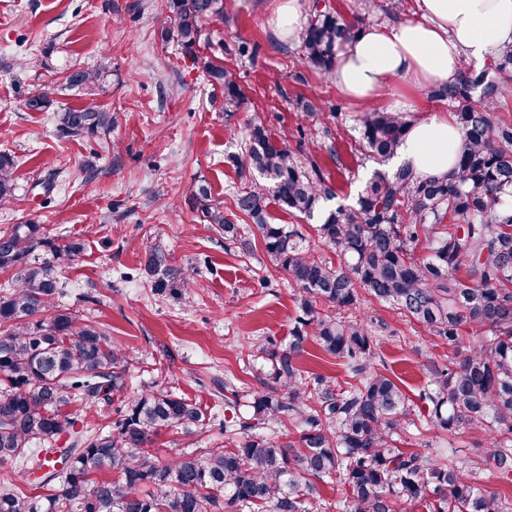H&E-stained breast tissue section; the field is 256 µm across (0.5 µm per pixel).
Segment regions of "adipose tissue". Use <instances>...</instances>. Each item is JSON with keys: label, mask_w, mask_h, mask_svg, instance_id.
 Instances as JSON below:
<instances>
[{"label": "adipose tissue", "mask_w": 512, "mask_h": 512, "mask_svg": "<svg viewBox=\"0 0 512 512\" xmlns=\"http://www.w3.org/2000/svg\"><path fill=\"white\" fill-rule=\"evenodd\" d=\"M419 14L367 27L340 50L332 78L362 104L381 98L401 80L414 90L455 83L464 61H481L512 44V0H417ZM460 131L453 116L413 123L394 158L421 175L457 168Z\"/></svg>", "instance_id": "adipose-tissue-1"}]
</instances>
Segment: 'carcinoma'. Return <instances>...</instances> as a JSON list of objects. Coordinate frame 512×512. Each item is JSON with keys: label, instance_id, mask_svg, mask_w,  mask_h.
Here are the masks:
<instances>
[{"label": "carcinoma", "instance_id": "obj_1", "mask_svg": "<svg viewBox=\"0 0 512 512\" xmlns=\"http://www.w3.org/2000/svg\"><path fill=\"white\" fill-rule=\"evenodd\" d=\"M169 38L199 63L203 23L224 20V0H167ZM358 20L314 9L301 36L304 62L328 73L338 50L352 41ZM211 85L224 107L245 103L221 61L207 59ZM66 86L91 96L109 75L72 65ZM512 95V45L489 64L468 69L432 97L453 104L461 130L458 170L420 176L409 167L376 170L352 206H334L335 190L314 159L302 162L288 143L253 115L245 157L227 161L260 181L241 188L235 206L262 240V262L288 273L301 315L288 345L263 343L269 381L241 413L239 394L224 386L227 443L195 448L165 462L148 451L163 428L186 433L205 421L196 402L167 390H146L121 418L86 430L65 413L73 404L107 399L127 387L129 357L99 324L56 303L60 269L83 251L70 242L56 263L31 256L37 224L0 234V270L12 286L0 294V512H324L319 483L336 479L344 512H512V118L497 116ZM117 115L88 101L59 117L66 137L104 141ZM409 127L399 113H365L359 145L383 164L396 155ZM15 162L0 153V205L13 198ZM311 222L317 241L336 260L317 254L296 224H271L266 200ZM191 205L224 241L250 252L238 225L224 216L207 186ZM154 243L145 271L154 288L175 292L189 275L169 264ZM389 305L448 344L452 356L417 394L374 366L377 340L349 314L358 303ZM344 362L352 381L303 375L309 338ZM271 425L281 428L271 434ZM431 426L456 437L488 435L482 453L452 449L437 462L426 448L401 447L410 428ZM68 435V448L57 442ZM492 466L503 489L476 484L479 465ZM111 471L114 479L97 474Z\"/></svg>", "mask_w": 512, "mask_h": 512}]
</instances>
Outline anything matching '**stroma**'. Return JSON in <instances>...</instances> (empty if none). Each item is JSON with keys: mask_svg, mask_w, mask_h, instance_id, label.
<instances>
[{"mask_svg": "<svg viewBox=\"0 0 512 512\" xmlns=\"http://www.w3.org/2000/svg\"><path fill=\"white\" fill-rule=\"evenodd\" d=\"M341 16L380 25L414 14L416 0H325ZM280 0H224L223 21L205 22L196 53L223 60L248 100L225 111L220 88L166 39L167 0H0V151L14 156L16 197L0 206V233L40 225L41 258L79 241L84 250L61 272L59 303L104 326L131 359L132 386L84 407L77 425L104 424L126 411L137 391L167 389L199 403L202 428L162 430L151 449L160 459L209 447L224 421V389L242 401L260 390L263 362L250 346L287 343L300 310L284 271L265 267L225 245L201 224L189 203L199 185L246 239L255 226L233 195L243 181L227 155L243 154L247 124L260 111L273 138L304 126L303 152L329 173L340 205L353 204L376 168L358 147L365 105L347 99L331 76L302 62L298 39L280 40L272 20ZM248 55H240L242 45ZM51 50L53 70L34 64ZM108 59L111 74L95 99L117 112L109 151L96 140L61 136L57 115L80 106L59 72L69 62L93 68ZM44 95L29 111L24 101ZM322 108L306 116L303 99ZM160 240L175 267L194 269L178 296L158 294L144 271L145 246ZM354 314L377 339L375 365L393 371L417 394L428 370L448 358L422 328L390 306L360 302Z\"/></svg>", "mask_w": 512, "mask_h": 512, "instance_id": "1", "label": "stroma"}]
</instances>
